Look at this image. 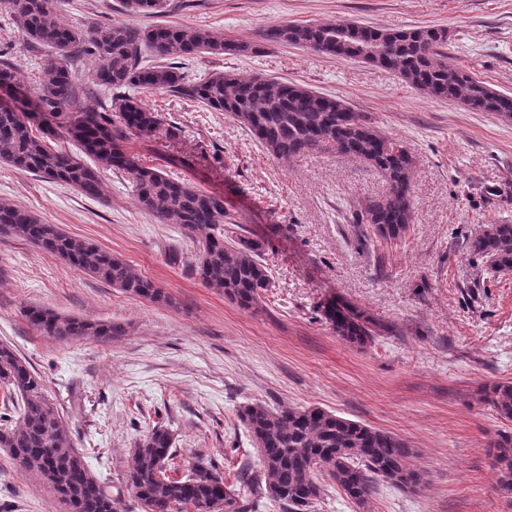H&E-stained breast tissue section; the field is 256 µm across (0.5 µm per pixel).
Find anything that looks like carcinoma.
Instances as JSON below:
<instances>
[{"label":"carcinoma","mask_w":512,"mask_h":512,"mask_svg":"<svg viewBox=\"0 0 512 512\" xmlns=\"http://www.w3.org/2000/svg\"><path fill=\"white\" fill-rule=\"evenodd\" d=\"M132 15L160 17L170 0H122ZM27 40L47 52L43 78L33 90L36 108L55 119L45 125L0 103V164L66 183L90 199L104 197L97 171L82 156L127 175L139 209L162 224H175L193 242V267L208 288L249 309L262 304L273 287L262 245L242 234H228L231 216L224 197L144 164L130 151L133 138L150 137L164 122L139 94L172 91L208 111L224 112L244 125L260 146L278 160H295L311 151L355 158L375 170L385 190L358 204L351 223L368 224L376 235L396 239L414 221L412 175L416 159L408 145L374 125L339 96L262 74L215 72L190 79L184 61L201 53L256 52V46L224 40V35L186 25L92 23L73 27L57 18L58 0H3ZM261 39L310 48L329 58L354 60L396 73L408 86L434 99H454L474 112L512 120V95L490 87L472 72L448 64V32L443 28L389 29L356 21L283 22L265 29ZM88 55L86 80L110 97L95 107H77L70 61ZM177 55L180 60L162 63ZM76 142L80 153L70 149ZM0 233L30 241L90 276L152 302L169 303L154 282L124 259L87 240L46 224L32 211L0 200ZM494 276L512 274V224H489L467 242ZM38 332L68 342L93 336L107 340L125 333L119 324L61 316L42 307L24 310ZM322 315L336 335L365 346L374 323L363 312L327 302ZM0 387L10 399L14 419L0 423V449L23 469L41 475L64 512H125L121 494H111L75 448L69 428L44 392L41 377L9 344L0 342ZM483 400L512 420V384H493ZM238 418L256 450L260 473L242 474L251 498L272 503L278 512H315L329 480L364 509L384 482L414 492L423 471L415 449L390 432L372 428L315 406L250 401ZM500 494L512 499V432L491 441ZM176 456L172 431L148 429L135 442L124 474V488L139 512H250L237 486L224 473L198 459L180 478L168 475Z\"/></svg>","instance_id":"obj_1"}]
</instances>
